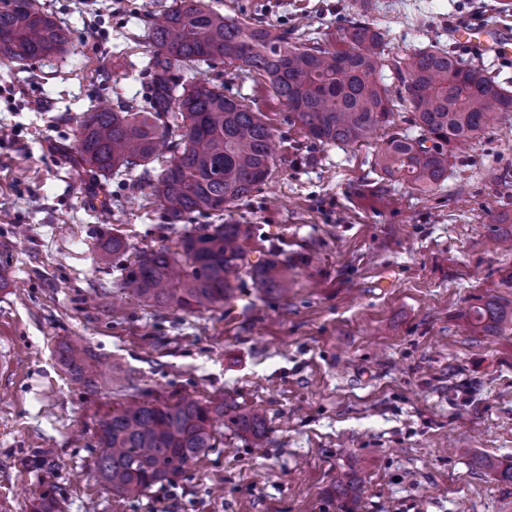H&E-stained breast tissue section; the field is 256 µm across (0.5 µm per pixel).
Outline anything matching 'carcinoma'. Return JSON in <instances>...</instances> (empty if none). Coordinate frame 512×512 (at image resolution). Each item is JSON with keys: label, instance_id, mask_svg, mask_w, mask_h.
I'll use <instances>...</instances> for the list:
<instances>
[{"label": "carcinoma", "instance_id": "obj_1", "mask_svg": "<svg viewBox=\"0 0 512 512\" xmlns=\"http://www.w3.org/2000/svg\"><path fill=\"white\" fill-rule=\"evenodd\" d=\"M151 93L141 105L89 110L78 124L80 163L104 174L142 168V178L174 227L224 210L252 197L270 177L274 131L254 112L224 93V83L176 80L191 65H234L262 81L288 110V121L312 142L345 148L377 136L393 122L395 107L412 112L418 135L392 133L376 165L381 179L399 173L425 191L448 178L453 148L480 137L502 113L512 112V91L479 67L466 66L440 44L407 61L387 52L385 35L357 12L339 40L329 34L299 41L288 28L264 19L224 15L203 0H173L149 18ZM70 29L39 10L35 0H0V56L25 62L64 55ZM391 66L392 90L378 73ZM170 153L155 168L159 147ZM250 224H201L174 245L143 250L122 265L121 285L147 306L195 312L233 305L248 286L266 295L288 294L293 264L270 249L253 260ZM113 258L127 246L114 235L103 243ZM512 323L493 303L473 312L472 325L485 329ZM57 361L73 384L94 393L106 379L82 339L59 345ZM228 420L237 432L257 438L265 431L264 410L245 412L224 400L203 403L182 396L131 401L99 423L93 470L113 494L137 499L156 484L174 485L191 465L224 442L217 425ZM33 512H62L48 490Z\"/></svg>", "mask_w": 512, "mask_h": 512}]
</instances>
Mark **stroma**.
<instances>
[{"label":"stroma","instance_id":"obj_1","mask_svg":"<svg viewBox=\"0 0 512 512\" xmlns=\"http://www.w3.org/2000/svg\"><path fill=\"white\" fill-rule=\"evenodd\" d=\"M172 0H37L71 29L73 51L0 62V503L31 512L54 491L64 512H512V330H471L469 309H512V112L455 150L428 192L376 184L387 130L339 149L311 143L261 85L234 66L180 70L223 82L267 115L277 163L254 196L224 212L293 261L288 296L248 309L154 310L123 294L129 254L172 243L139 172L103 175L77 162L90 107L137 104L148 92L146 17ZM227 15L261 14L340 37L354 0H206ZM390 54L446 45L512 90V57L461 36L478 24L512 33V0H371ZM81 337L104 372L140 378L87 395L56 350ZM221 398L266 415L261 440L224 432L186 477L123 500L90 465L100 420L131 398ZM50 452L53 471L27 468Z\"/></svg>","mask_w":512,"mask_h":512}]
</instances>
